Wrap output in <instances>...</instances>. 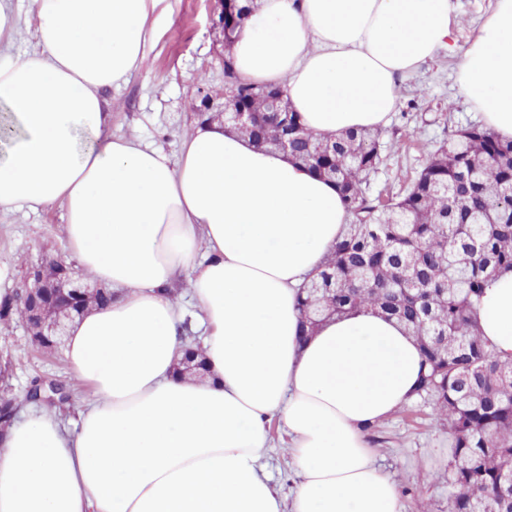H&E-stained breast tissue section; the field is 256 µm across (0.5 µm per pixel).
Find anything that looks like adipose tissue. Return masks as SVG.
I'll list each match as a JSON object with an SVG mask.
<instances>
[{"mask_svg": "<svg viewBox=\"0 0 512 512\" xmlns=\"http://www.w3.org/2000/svg\"><path fill=\"white\" fill-rule=\"evenodd\" d=\"M170 9L28 0L38 48L0 58V105L18 128L0 211L60 204L71 258L112 290L65 340L89 389L76 431L40 410L0 434V512H400L364 429L414 398L415 338L367 309L302 330L300 284L348 222L336 186L217 121H197L175 157L112 132L105 94L142 68ZM456 26L453 0H260L231 57L332 134L385 126L399 78L456 50L461 94L510 139L512 0L461 50ZM186 272L201 380L174 371L190 342L170 288ZM476 317L512 358V270ZM275 422L299 477L288 501L262 465Z\"/></svg>", "mask_w": 512, "mask_h": 512, "instance_id": "obj_1", "label": "adipose tissue"}]
</instances>
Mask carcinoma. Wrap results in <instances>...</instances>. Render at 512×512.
<instances>
[{"label": "carcinoma", "mask_w": 512, "mask_h": 512, "mask_svg": "<svg viewBox=\"0 0 512 512\" xmlns=\"http://www.w3.org/2000/svg\"><path fill=\"white\" fill-rule=\"evenodd\" d=\"M253 14L236 0L234 39ZM260 146L288 138V155L336 184L350 215L317 276L301 287L309 329L360 308L397 319L424 371L416 396L448 422L450 512H512V360L482 339L474 301L512 270V139L471 126L430 152L404 193L369 190L382 163L379 132L318 135L295 112H270L265 89L239 83Z\"/></svg>", "instance_id": "obj_1"}]
</instances>
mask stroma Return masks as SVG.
I'll use <instances>...</instances> for the list:
<instances>
[{"label": "stroma", "instance_id": "1", "mask_svg": "<svg viewBox=\"0 0 512 512\" xmlns=\"http://www.w3.org/2000/svg\"><path fill=\"white\" fill-rule=\"evenodd\" d=\"M214 7V0H173L143 69L106 94L114 134L136 136L172 156L179 153L202 98L210 88L224 85V41L214 25ZM457 64V56L443 54L400 79V105L382 130L384 161L371 178V193L400 192L406 177L426 164L428 150L445 142L449 132L483 124L482 112L459 91ZM46 253L69 257L60 205L1 212L0 295L15 296L27 267ZM4 362L10 365L8 384L18 410L27 407L34 379L52 380L64 385L70 398L50 405V412L67 427L76 426L85 392L72 381L63 351L33 348L22 323H0ZM377 435L375 459L396 485L402 512H418L423 501L432 512H448L451 441L431 404L411 400L378 421Z\"/></svg>", "mask_w": 512, "mask_h": 512}]
</instances>
